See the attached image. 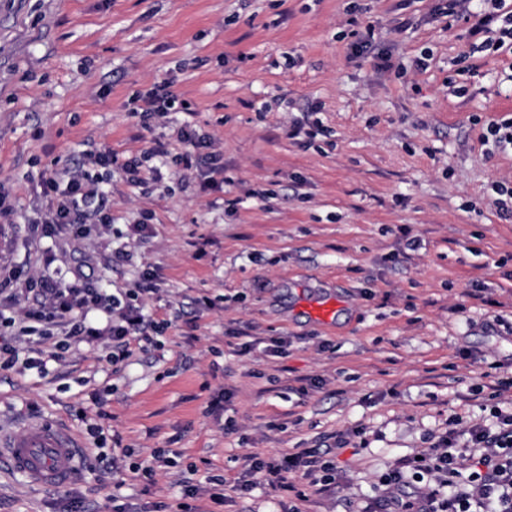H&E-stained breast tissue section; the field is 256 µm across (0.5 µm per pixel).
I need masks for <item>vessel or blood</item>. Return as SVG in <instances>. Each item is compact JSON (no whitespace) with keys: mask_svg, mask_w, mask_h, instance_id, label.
Here are the masks:
<instances>
[{"mask_svg":"<svg viewBox=\"0 0 512 512\" xmlns=\"http://www.w3.org/2000/svg\"><path fill=\"white\" fill-rule=\"evenodd\" d=\"M78 441L58 423L36 420L21 433H0V462L38 488L67 484L78 468Z\"/></svg>","mask_w":512,"mask_h":512,"instance_id":"vessel-or-blood-1","label":"vessel or blood"}]
</instances>
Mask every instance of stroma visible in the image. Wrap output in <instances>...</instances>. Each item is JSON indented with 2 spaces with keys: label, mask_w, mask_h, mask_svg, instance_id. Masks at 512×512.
<instances>
[{
  "label": "stroma",
  "mask_w": 512,
  "mask_h": 512,
  "mask_svg": "<svg viewBox=\"0 0 512 512\" xmlns=\"http://www.w3.org/2000/svg\"><path fill=\"white\" fill-rule=\"evenodd\" d=\"M435 4L0 0V266L78 269L107 295L152 274L143 312L165 326L117 361L111 342L76 341L0 369V430L53 419L84 458L56 489L0 464V512H153L211 475L224 500L193 512H364L449 418L512 409V216L492 189L512 183V150L481 142L512 118V56L470 54L468 24ZM354 29L376 52L352 56ZM164 82L193 112L142 126L135 96ZM187 123L222 154L223 185L198 194L171 159L136 185L94 166L111 228L91 216L85 237L24 248L42 172L157 140L178 154ZM324 299L326 324L308 314ZM159 450L173 464L152 481L130 470ZM308 450L336 462L327 491L300 471L301 499L237 491L247 456Z\"/></svg>",
  "instance_id": "obj_1"
}]
</instances>
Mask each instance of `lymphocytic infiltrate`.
<instances>
[{
    "label": "lymphocytic infiltrate",
    "instance_id": "1",
    "mask_svg": "<svg viewBox=\"0 0 512 512\" xmlns=\"http://www.w3.org/2000/svg\"><path fill=\"white\" fill-rule=\"evenodd\" d=\"M472 0H437L436 14L449 21L470 22L471 34L481 41L472 52L492 50L512 54V5L507 0H480V11L470 9ZM183 146L179 156L185 168L201 167L199 189L208 191L224 171L219 154L205 153L206 142L191 127L178 132ZM49 208L33 225L43 238H58L82 226L88 213L101 223H111L104 192L82 171L43 172L40 179ZM37 292V307L22 316L5 315V307L21 296ZM140 291L132 288L120 295L102 294L87 279L68 282L61 277L43 276L33 280L20 270H0V368L19 361L17 341L37 336L48 344L53 357H60L70 340H112L122 355H129L130 340L158 330L138 302ZM495 427L471 425L466 431L449 430L437 443L398 462L383 479L391 492L392 512H512V411L496 410ZM304 470L318 476L321 487H329L336 475L334 461L310 452L267 460L247 458L238 491L249 493L261 485L288 489L286 473ZM425 486L422 497L406 494L410 483Z\"/></svg>",
    "mask_w": 512,
    "mask_h": 512
}]
</instances>
